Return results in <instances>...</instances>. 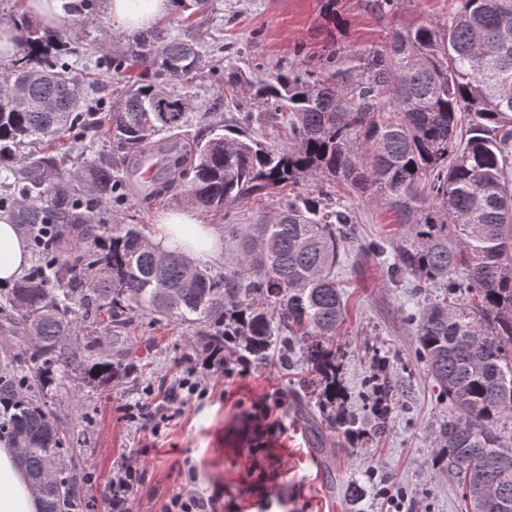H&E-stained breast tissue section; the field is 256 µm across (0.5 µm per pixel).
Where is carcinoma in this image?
Returning a JSON list of instances; mask_svg holds the SVG:
<instances>
[{"mask_svg": "<svg viewBox=\"0 0 512 512\" xmlns=\"http://www.w3.org/2000/svg\"><path fill=\"white\" fill-rule=\"evenodd\" d=\"M315 71L278 67L256 82L224 72L222 90L241 89L285 126L272 148L241 129L186 146L175 131L188 122L189 95L165 90L168 79L195 73L201 51L160 30L138 35L123 52L95 61L97 83L143 68L141 83L101 112L100 88L70 56L68 41H47L21 25L20 50L0 72V209L33 227L59 224L83 247L60 252L46 238V272H30L4 296L13 313L0 324L5 353L33 365L34 378L0 374V439L37 491L41 512H84L73 457L43 401L54 367L76 357L80 322L119 326L137 311L190 323L209 348H238L266 358L276 343L300 351L336 406V348L346 317L336 284L352 216L320 189L288 200L258 223L224 225L238 241L236 268L214 274L184 256L154 249L136 224L103 240L91 224L101 202L132 186L113 173V155L169 154L152 192L185 181L184 200L224 212L250 195L316 182L342 184L391 209L396 262L391 279L414 288L437 284L439 298L410 320L421 359L451 411L437 438L439 462L459 478L471 512H512V0H458L446 19L392 33L381 49L346 54L332 41ZM102 130L112 152L66 163L52 146L68 133ZM169 134L162 144L154 137ZM35 350L27 353L23 341ZM109 355L89 375L107 379ZM352 431L356 417L326 415ZM482 483L494 499L481 505Z\"/></svg>", "mask_w": 512, "mask_h": 512, "instance_id": "cac0c4a2", "label": "carcinoma"}]
</instances>
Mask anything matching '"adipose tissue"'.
<instances>
[{"label":"adipose tissue","instance_id":"obj_1","mask_svg":"<svg viewBox=\"0 0 512 512\" xmlns=\"http://www.w3.org/2000/svg\"><path fill=\"white\" fill-rule=\"evenodd\" d=\"M26 12L50 30L72 28L80 15L81 0H26ZM174 9L173 0H103V10L116 29L134 37L155 26ZM165 252H182L207 258L219 252L221 239L210 225L202 223L190 207L163 212L153 238ZM29 260L24 238L12 217L0 213V285L13 283ZM17 452L0 444V512H40L37 494L16 464Z\"/></svg>","mask_w":512,"mask_h":512}]
</instances>
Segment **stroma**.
<instances>
[{
  "label": "stroma",
  "mask_w": 512,
  "mask_h": 512,
  "mask_svg": "<svg viewBox=\"0 0 512 512\" xmlns=\"http://www.w3.org/2000/svg\"><path fill=\"white\" fill-rule=\"evenodd\" d=\"M325 0H212L207 13L179 26L183 9L162 23L171 35L194 39L203 49H220L226 69L253 73L256 64L316 68L328 34L346 51L383 45L401 27L446 17L454 0H396L378 9L374 0H336V22L324 16ZM79 62L126 49L102 10L78 20L68 32ZM193 81L196 96L181 139L193 142L210 125H235L243 113L258 112L245 98L231 100L214 89L207 70ZM183 190L146 199L107 200L95 232L108 237L122 224L156 231L161 212L179 205ZM339 206L355 217L354 235L340 254L336 278L344 289L347 316L334 338L343 392L338 410L354 414L357 436L331 427L319 394L307 387L301 357L282 363L278 355L248 364L246 376L205 372L208 392L186 404L171 403V419L160 433L131 418L127 406L166 400L174 380L206 360L196 327L179 316L155 318L138 311L112 331V361L122 369L107 380H91L96 360L83 351L78 362L54 368L47 401L66 436L89 512H111L112 472L134 462L139 470L131 512H163L175 492L215 498L220 512H462L457 485L436 460L435 432L448 417L424 363L417 359L414 324L406 316L434 297L408 281L390 285L385 271L394 262L387 246L396 227L384 205L337 192ZM388 357L386 424L368 408L366 381L375 355ZM272 408L273 433L258 436L256 415Z\"/></svg>",
  "instance_id": "stroma-1"
}]
</instances>
